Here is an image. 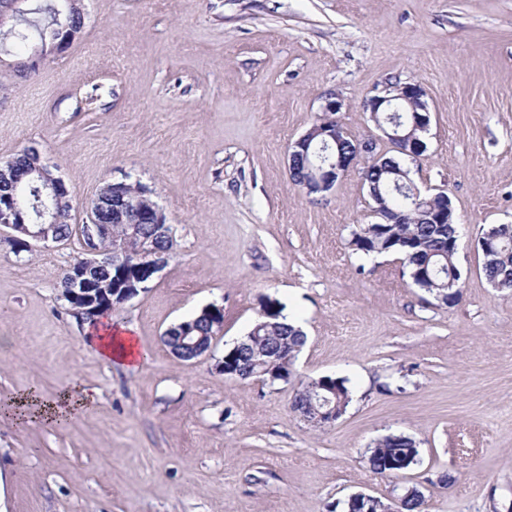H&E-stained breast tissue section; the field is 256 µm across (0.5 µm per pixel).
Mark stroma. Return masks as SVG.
I'll return each instance as SVG.
<instances>
[{
    "label": "stroma",
    "instance_id": "1",
    "mask_svg": "<svg viewBox=\"0 0 512 512\" xmlns=\"http://www.w3.org/2000/svg\"><path fill=\"white\" fill-rule=\"evenodd\" d=\"M81 36L38 70L34 43L0 41V161L39 148L72 191V221L109 180L148 187L173 228L166 266L120 305L149 360L111 366L62 296L84 255L71 238L14 253L0 237V396L95 397L62 426L0 413L6 512H344L348 497L417 487L425 512H512V292L493 288L483 228L512 224V0H85ZM426 91L421 194L447 190L460 226L462 296L415 288L399 255L350 241L375 216L364 167L324 195L289 175L288 147L323 116L361 138L385 80ZM301 317L288 380L229 379L224 350L265 298ZM224 310L210 356L163 342L209 305ZM345 379L341 418L313 425L302 384ZM395 433L419 461L371 472Z\"/></svg>",
    "mask_w": 512,
    "mask_h": 512
}]
</instances>
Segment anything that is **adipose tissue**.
Here are the masks:
<instances>
[{"label":"adipose tissue","mask_w":512,"mask_h":512,"mask_svg":"<svg viewBox=\"0 0 512 512\" xmlns=\"http://www.w3.org/2000/svg\"><path fill=\"white\" fill-rule=\"evenodd\" d=\"M88 344L99 358L110 365L138 369L148 361V353L139 347L133 328L113 324L108 318L100 317L93 321ZM94 403V396L79 382L74 381L52 403L42 405L36 396L25 395L15 399L9 411L22 419L34 414L46 421L62 425L90 409Z\"/></svg>","instance_id":"adipose-tissue-1"}]
</instances>
